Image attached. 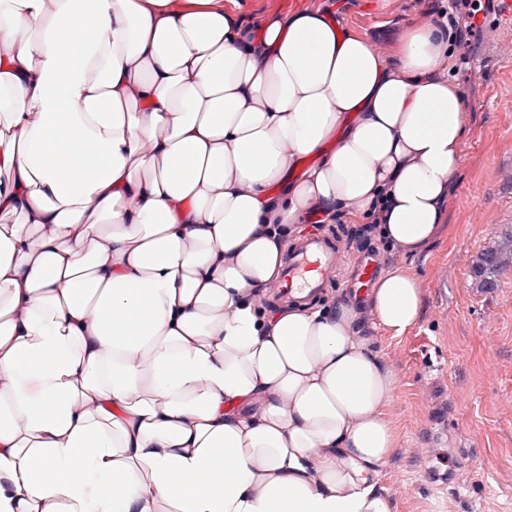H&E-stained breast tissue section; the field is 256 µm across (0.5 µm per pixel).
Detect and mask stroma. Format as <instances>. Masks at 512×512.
Returning a JSON list of instances; mask_svg holds the SVG:
<instances>
[{"instance_id":"obj_1","label":"stroma","mask_w":512,"mask_h":512,"mask_svg":"<svg viewBox=\"0 0 512 512\" xmlns=\"http://www.w3.org/2000/svg\"><path fill=\"white\" fill-rule=\"evenodd\" d=\"M237 3L249 17L324 7L389 59L411 23L457 12L456 0ZM449 53L468 131L444 223L415 257L363 240L327 296H343L362 251L383 271L411 273L422 293L407 332L392 335L371 318L362 329L397 377L386 409L395 446L378 479L390 512H512V268L486 286L473 273L477 256L512 231V21L501 22L496 41L478 33Z\"/></svg>"}]
</instances>
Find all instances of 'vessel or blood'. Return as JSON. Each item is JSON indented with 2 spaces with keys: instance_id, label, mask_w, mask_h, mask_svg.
Segmentation results:
<instances>
[{
  "instance_id": "b4317fda",
  "label": "vessel or blood",
  "mask_w": 512,
  "mask_h": 512,
  "mask_svg": "<svg viewBox=\"0 0 512 512\" xmlns=\"http://www.w3.org/2000/svg\"><path fill=\"white\" fill-rule=\"evenodd\" d=\"M340 257L339 246L328 234H307L288 255L285 273L278 284L281 294L297 302H311L334 280ZM378 273V260L370 254L362 256L352 284L354 295L367 293Z\"/></svg>"
}]
</instances>
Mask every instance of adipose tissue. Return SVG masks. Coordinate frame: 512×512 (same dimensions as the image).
<instances>
[{
	"label": "adipose tissue",
	"instance_id": "ef3b65f1",
	"mask_svg": "<svg viewBox=\"0 0 512 512\" xmlns=\"http://www.w3.org/2000/svg\"><path fill=\"white\" fill-rule=\"evenodd\" d=\"M448 32L394 61L321 9L0 0V512H389L422 295L257 308L293 225L417 256L466 136ZM341 219V223H344V224H338V223H335V224H321L322 225V229H325V230H328L330 229L331 231H333L334 233H336V230L339 232V234L341 235V237L343 238L344 242L346 243V235L348 233V230L350 229H357L356 232H358L359 236L361 237H365V236H370L372 233H375L377 231V223H378V219H374L371 224H363V222H361L359 219L353 217V216H350V215H345V216H342V218L340 216H336V221H339ZM360 224L361 225V228H360ZM360 228V229H359Z\"/></svg>",
	"mask_w": 512,
	"mask_h": 512
}]
</instances>
